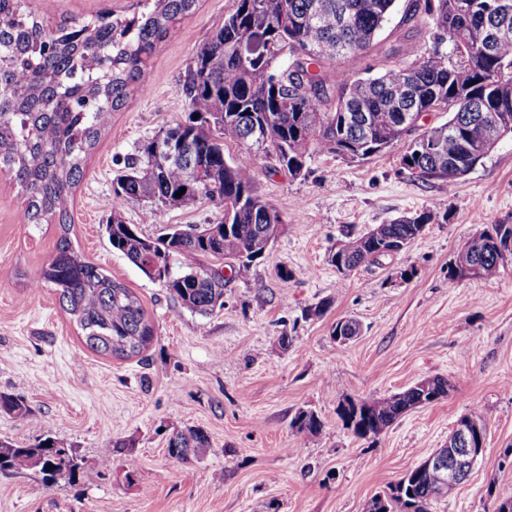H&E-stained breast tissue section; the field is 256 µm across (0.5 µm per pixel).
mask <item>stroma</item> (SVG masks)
<instances>
[{"mask_svg": "<svg viewBox=\"0 0 512 512\" xmlns=\"http://www.w3.org/2000/svg\"><path fill=\"white\" fill-rule=\"evenodd\" d=\"M394 10L353 72L401 67L392 47L421 41L425 20ZM234 0H198L147 65L128 107L112 115L73 194V247L131 288L155 326L153 341L120 359L91 350L56 292L31 282L55 251L56 224H33L11 175L0 174V392L21 398L30 417L0 412V441L30 445L51 436L88 466L110 455L92 482L47 483L32 470L0 472V512H364L366 502L445 445L474 408L488 414L485 452L468 478L431 512H493L491 490L512 486V257L497 278L453 282L456 256L484 224H512V137L454 188L422 182L399 166L404 144L355 162L317 151L292 176L264 154L235 145L227 159L246 171L285 217L266 256L250 267L200 257L223 272L224 305L201 316L113 251V213L146 236L166 226L216 222L203 197L182 206L152 199L114 203L116 178L160 129L185 122L180 100L188 68ZM447 212L401 255L341 275L338 242L402 215ZM360 322L348 344L337 320ZM287 345H280V337ZM440 376L450 390L404 414L378 438H359L336 409ZM318 414L319 438L291 426ZM205 431L203 457H169L171 433ZM134 444L135 483L113 440Z\"/></svg>", "mask_w": 512, "mask_h": 512, "instance_id": "1", "label": "stroma"}]
</instances>
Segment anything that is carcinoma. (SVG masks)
<instances>
[{
	"label": "carcinoma",
	"mask_w": 512,
	"mask_h": 512,
	"mask_svg": "<svg viewBox=\"0 0 512 512\" xmlns=\"http://www.w3.org/2000/svg\"><path fill=\"white\" fill-rule=\"evenodd\" d=\"M511 5L500 11V3ZM197 0H138L139 11L105 10L82 22L50 24L48 14L27 10L21 0H0V171L14 177L26 197L28 220L69 226L70 203L88 155L109 125L112 113L126 108L134 83L147 63L165 48L171 30L191 14ZM395 0H235L234 11L212 33L194 58L182 87L188 122L165 134L184 143L198 174L197 192L184 187V166L167 161L168 141L144 146L146 165L133 161L118 179L117 203L150 198L187 204L199 196L219 209L216 231L191 236L174 229L152 240L113 213L106 225L112 249L164 286L189 310L207 315L223 305L224 286L210 280L199 257L240 260L247 267L264 257L270 231L285 223L282 214L259 196L252 178L224 158L231 144L281 156L288 172L300 175L316 148L340 158L348 150L364 159L399 143L407 133L401 114L443 109L448 122L425 129L402 160L422 181L454 183L439 171L445 163L466 172L482 162L481 122L491 114L512 122V36L490 54L476 46L457 53L471 28L486 21L512 28V0H411L409 20L424 4L428 31L448 34L449 52L437 49L405 62L412 82L410 102L396 105L398 69L360 77L342 66L369 53ZM345 43L342 52L336 45ZM158 145L159 152L150 146ZM440 213L423 210L382 225L387 246L381 251L370 232L353 239L341 258L344 276L400 255ZM512 224L485 225L464 246L475 278L497 277L512 249ZM177 260L179 272L171 271ZM50 286L76 321L87 346L101 354L127 358L155 336L143 305L123 282L105 273L62 235L50 261L31 287ZM388 397L347 400L337 410L344 426L359 438L387 431L406 412L448 395V380L427 379ZM0 411L26 417L23 400L0 392ZM297 433L313 439L323 423L313 411L293 420ZM210 447L201 429L176 432L168 455L187 461ZM52 469H47V466ZM36 469L43 480L91 481L89 468L68 446L47 436L32 445L0 442V472ZM444 473L412 468L387 490L373 496L366 512H430Z\"/></svg>",
	"instance_id": "cac0c4a2"
}]
</instances>
